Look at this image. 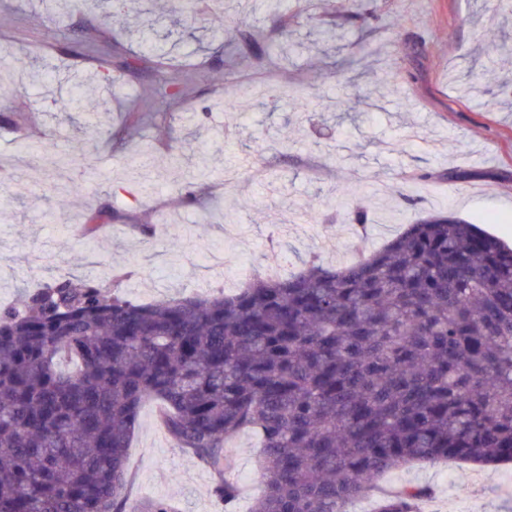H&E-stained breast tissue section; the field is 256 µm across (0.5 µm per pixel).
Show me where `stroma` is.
<instances>
[{"label":"stroma","instance_id":"obj_1","mask_svg":"<svg viewBox=\"0 0 512 512\" xmlns=\"http://www.w3.org/2000/svg\"><path fill=\"white\" fill-rule=\"evenodd\" d=\"M196 26L172 61L202 63L188 113L147 120L133 133L127 108L148 100L157 62L133 58L134 37L113 35L108 64L122 74L109 116L91 133V114L67 111L60 88L19 90L0 79V160L12 162L0 201V306L61 275L96 274L111 281L127 273L126 295L152 302L193 293L233 292L256 271L288 275L303 260L350 262L401 232L417 216L453 213L484 224L512 246V54H479L475 32L498 29L512 46V12L500 0H359L369 23L344 13L343 0H265L254 23L288 61L250 58L227 65L203 47L211 0H154ZM37 0H0V70L25 62L60 79L95 69L77 37L95 19L85 0H67L47 22ZM71 39L50 42V27ZM336 28L340 43L323 41ZM250 85L265 106L241 112L217 108L225 88ZM289 85L311 106L293 111L276 98ZM221 137L198 179L199 139ZM59 149L88 143L87 159L62 172L48 170L41 144ZM180 148L164 151L168 140ZM200 184L201 204L184 205L176 186ZM111 205L106 229L86 232L95 211ZM314 205L315 220L299 213ZM366 207L365 238L346 223L348 210ZM154 227L144 243L139 225ZM241 494L234 512H247L262 490L258 439L244 431L230 442ZM130 493L173 498L180 512H224L212 492L214 475L161 429L157 406L141 409L128 450ZM433 488L434 512H512V465L494 470L436 463L403 469L380 482Z\"/></svg>","mask_w":512,"mask_h":512}]
</instances>
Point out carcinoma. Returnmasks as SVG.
I'll use <instances>...</instances> for the list:
<instances>
[{
  "mask_svg": "<svg viewBox=\"0 0 512 512\" xmlns=\"http://www.w3.org/2000/svg\"><path fill=\"white\" fill-rule=\"evenodd\" d=\"M84 54L105 59L126 0H94ZM228 58L274 51L257 28ZM140 53L166 59L154 25ZM191 94L182 69L159 71L135 129ZM91 110L84 80L69 86ZM119 276H60L0 307V512H177L128 493L127 450L148 400L170 439L238 497L227 441H262L264 488L249 512H348L383 475L452 461L512 463V247L476 224L433 215L351 263L311 256L280 279L251 275L232 295L140 304ZM428 485L378 499L374 512H424Z\"/></svg>",
  "mask_w": 512,
  "mask_h": 512,
  "instance_id": "obj_1",
  "label": "carcinoma"
}]
</instances>
